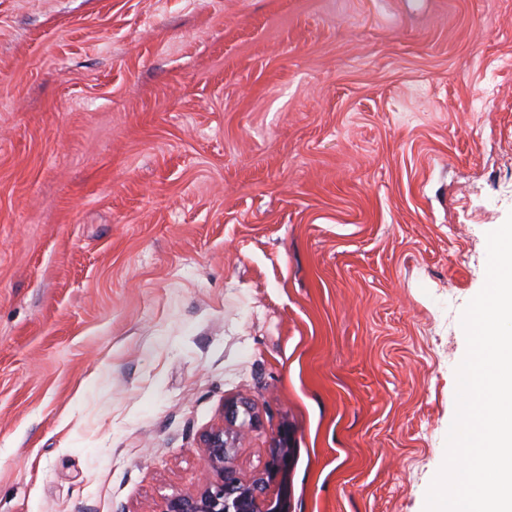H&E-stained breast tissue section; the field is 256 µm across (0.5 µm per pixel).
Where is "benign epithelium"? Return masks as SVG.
Wrapping results in <instances>:
<instances>
[{"label": "benign epithelium", "instance_id": "obj_1", "mask_svg": "<svg viewBox=\"0 0 512 512\" xmlns=\"http://www.w3.org/2000/svg\"><path fill=\"white\" fill-rule=\"evenodd\" d=\"M256 421L246 400H232L224 407L226 425L204 439V479L199 491L170 498L163 512H288L285 496L274 490L292 463V431L282 427L270 448L263 473L251 480L240 478L233 456L240 441L235 426L239 417Z\"/></svg>", "mask_w": 512, "mask_h": 512}]
</instances>
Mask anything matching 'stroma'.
<instances>
[{"instance_id": "1", "label": "stroma", "mask_w": 512, "mask_h": 512, "mask_svg": "<svg viewBox=\"0 0 512 512\" xmlns=\"http://www.w3.org/2000/svg\"><path fill=\"white\" fill-rule=\"evenodd\" d=\"M511 181L512 0H0V512H424ZM240 416L256 421L253 407L246 400H232L224 407L226 426L204 439V479L196 493L170 498L163 512H288L285 496L273 489L292 463V431L283 426L270 448L263 473L251 480L240 478L233 456L241 434L235 426Z\"/></svg>"}]
</instances>
